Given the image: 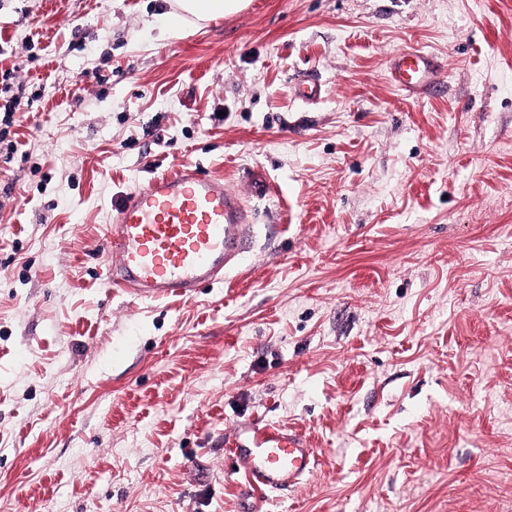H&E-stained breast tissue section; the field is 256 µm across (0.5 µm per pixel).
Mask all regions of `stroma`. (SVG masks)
I'll use <instances>...</instances> for the list:
<instances>
[{
  "mask_svg": "<svg viewBox=\"0 0 512 512\" xmlns=\"http://www.w3.org/2000/svg\"><path fill=\"white\" fill-rule=\"evenodd\" d=\"M0 0V512H512V0ZM419 49L418 97L388 78ZM323 95L298 99L299 78ZM242 191L223 283L113 292L117 196ZM317 450L262 492L224 437ZM170 14L171 24L191 21L206 23L212 19L234 13L246 6V0H174ZM391 82L409 96H420L439 81L433 56L421 50L396 53L391 58ZM225 447L237 473L250 487L264 492L299 486L317 463L316 448L307 437L272 421L238 427Z\"/></svg>",
  "mask_w": 512,
  "mask_h": 512,
  "instance_id": "obj_1",
  "label": "stroma"
}]
</instances>
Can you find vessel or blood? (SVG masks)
Wrapping results in <instances>:
<instances>
[{"label":"vessel or blood","mask_w":512,"mask_h":512,"mask_svg":"<svg viewBox=\"0 0 512 512\" xmlns=\"http://www.w3.org/2000/svg\"><path fill=\"white\" fill-rule=\"evenodd\" d=\"M391 82L418 96L439 81L433 56L396 53ZM107 239L106 279L137 298L189 297L223 281L250 235V218L238 192L201 166L156 174L120 196ZM228 458L250 487L264 492L299 486L317 463L310 440L283 424L258 420L225 441Z\"/></svg>","instance_id":"b4317fda"}]
</instances>
